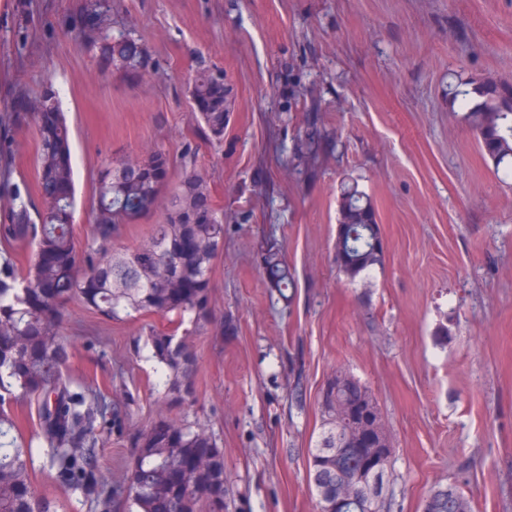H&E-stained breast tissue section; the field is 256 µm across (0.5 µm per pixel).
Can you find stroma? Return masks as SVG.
I'll list each match as a JSON object with an SVG mask.
<instances>
[{
  "instance_id": "35a3bbf8",
  "label": "stroma",
  "mask_w": 512,
  "mask_h": 512,
  "mask_svg": "<svg viewBox=\"0 0 512 512\" xmlns=\"http://www.w3.org/2000/svg\"><path fill=\"white\" fill-rule=\"evenodd\" d=\"M25 0H0V113L18 87L52 80L70 131L75 238L90 235L96 174L115 157L197 149L224 249L211 275L216 324L195 340L192 406L168 403L145 325L67 303L73 380L123 379L135 426L189 421L224 450L228 512H318L308 454L320 393L337 368L374 396L393 457L383 512H421L458 486L473 512H512V178L482 152L449 91L469 77L512 82V0H112L158 61L136 84L102 74L47 0L25 57L9 43ZM224 68L237 101L223 143L203 139L186 83ZM332 134L311 176L297 159L312 126ZM373 202L382 267L351 279L334 260L341 188ZM286 253L290 300L261 274ZM232 323L225 333L223 323ZM58 512H101L34 467Z\"/></svg>"
}]
</instances>
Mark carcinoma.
<instances>
[{"mask_svg":"<svg viewBox=\"0 0 512 512\" xmlns=\"http://www.w3.org/2000/svg\"><path fill=\"white\" fill-rule=\"evenodd\" d=\"M27 22L12 31L11 44L24 57L32 26L28 20L47 11L24 5ZM74 40L104 74L129 83L157 67L134 30L117 24L112 9L79 10L63 16ZM452 99L461 119L476 134L483 153L512 176V83L474 78ZM186 91L201 136L224 143L235 103L227 74L197 69ZM16 111L0 114V512H55L30 479L35 451L60 485L97 503L106 512H227L224 451L216 437L197 423L159 421L133 428L130 415L99 385L76 383L64 373L68 344L60 334V308L74 301L106 320L152 311L169 318V332L148 328L153 358L165 368L168 402L192 404L197 356L192 336L215 319L210 273L224 249V213L211 205L210 187L196 168V148L185 145L180 171L158 148L141 159H116L97 174L91 209V234L77 249L74 233L75 186L68 126L59 92L50 80L33 93L19 91ZM32 120L38 130L39 196L16 167V126ZM330 139L325 130L309 133L310 161ZM161 211L147 240L134 249H116L122 228ZM342 242L334 246L336 267L354 279L384 264L374 250L379 233L371 198L355 184L343 186L340 203ZM262 276L271 290L288 298L294 277L280 249L262 255ZM341 385L331 386L322 407L323 431L308 458L309 478L319 512H381L387 466L366 485L355 484L366 454L346 447L362 426L371 427L377 447H391L382 414L369 388L339 368ZM38 402L40 448L23 443L6 409ZM126 442L130 454L122 475L107 485L97 474L98 448L106 433ZM355 487V498L336 505V485ZM433 512H471L457 487L436 499Z\"/></svg>","mask_w":512,"mask_h":512,"instance_id":"cac0c4a2","label":"carcinoma"}]
</instances>
